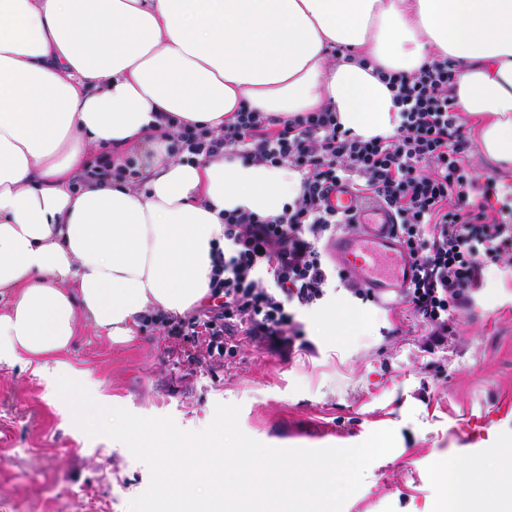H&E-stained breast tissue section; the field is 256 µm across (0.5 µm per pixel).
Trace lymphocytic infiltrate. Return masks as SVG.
I'll return each mask as SVG.
<instances>
[{
    "label": "lymphocytic infiltrate",
    "mask_w": 512,
    "mask_h": 512,
    "mask_svg": "<svg viewBox=\"0 0 512 512\" xmlns=\"http://www.w3.org/2000/svg\"><path fill=\"white\" fill-rule=\"evenodd\" d=\"M460 69L436 57L418 70L387 77L402 122L388 137L347 135L335 111L288 119L240 110L219 131L166 126L174 154L210 158L220 151L302 175V195L275 218L234 210L224 215V247L213 255L202 315L148 314L168 335H190L195 365L222 362L240 339L292 353L302 334L297 316L329 290L372 294L349 271L336 270L326 246L352 220L326 204L337 182H349L357 204L388 207L415 274L400 300L424 328L425 349L457 335L458 316L484 286L485 272L512 249V185L479 180L470 159L453 90Z\"/></svg>",
    "instance_id": "obj_1"
}]
</instances>
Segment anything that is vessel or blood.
<instances>
[{
	"label": "vessel or blood",
	"instance_id": "obj_1",
	"mask_svg": "<svg viewBox=\"0 0 512 512\" xmlns=\"http://www.w3.org/2000/svg\"><path fill=\"white\" fill-rule=\"evenodd\" d=\"M329 202L343 215L355 211L360 230L339 234L328 252L337 266L356 272L371 293L380 300H391L413 276L410 257L392 232L388 211L379 206L356 208L348 183L341 182L329 194Z\"/></svg>",
	"mask_w": 512,
	"mask_h": 512
}]
</instances>
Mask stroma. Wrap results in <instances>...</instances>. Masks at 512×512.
Instances as JSON below:
<instances>
[{"label": "stroma", "instance_id": "35a3bbf8", "mask_svg": "<svg viewBox=\"0 0 512 512\" xmlns=\"http://www.w3.org/2000/svg\"><path fill=\"white\" fill-rule=\"evenodd\" d=\"M487 286L447 346L423 351V331L404 304L388 307L330 292L301 315L310 347L289 356L253 343L213 367L191 365L189 336L137 328L115 342L81 325L62 359L101 404L205 429L217 404L240 405L239 425L274 448H346L392 429L396 446L366 470L342 512H431L433 469L478 467L490 491L512 483V268ZM348 321L329 335L333 310ZM150 482L128 448L78 428L53 371L0 365V512H128Z\"/></svg>", "mask_w": 512, "mask_h": 512}]
</instances>
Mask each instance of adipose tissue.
<instances>
[{
    "mask_svg": "<svg viewBox=\"0 0 512 512\" xmlns=\"http://www.w3.org/2000/svg\"><path fill=\"white\" fill-rule=\"evenodd\" d=\"M435 54L461 66L480 152L512 166V0H0V364L64 379L80 323L124 340L206 302L225 212L273 218L300 196L285 165L176 159L162 116L217 131L243 108L327 106L387 137L400 109L375 68ZM131 147L138 184L75 185L92 152ZM473 471L433 473L436 512H474Z\"/></svg>",
    "mask_w": 512,
    "mask_h": 512,
    "instance_id": "1",
    "label": "adipose tissue"
}]
</instances>
